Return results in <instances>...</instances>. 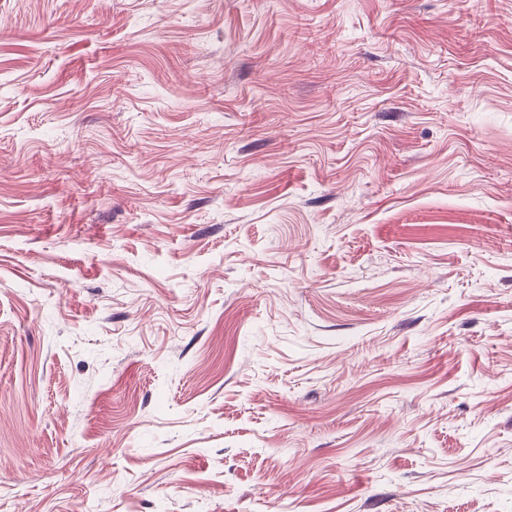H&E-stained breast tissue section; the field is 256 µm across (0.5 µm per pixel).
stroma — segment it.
Here are the masks:
<instances>
[{
    "instance_id": "1",
    "label": "stroma",
    "mask_w": 512,
    "mask_h": 512,
    "mask_svg": "<svg viewBox=\"0 0 512 512\" xmlns=\"http://www.w3.org/2000/svg\"><path fill=\"white\" fill-rule=\"evenodd\" d=\"M0 512H512V0H0Z\"/></svg>"
}]
</instances>
